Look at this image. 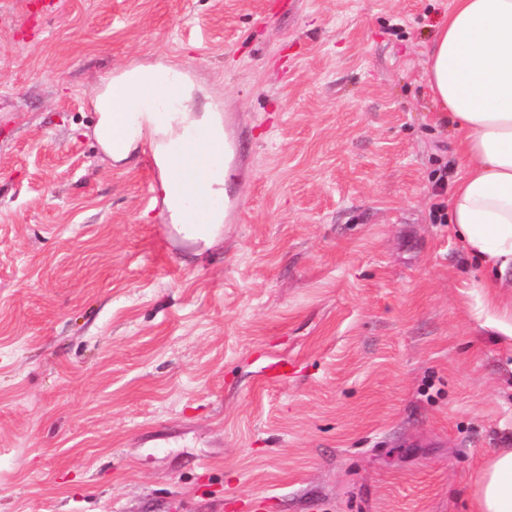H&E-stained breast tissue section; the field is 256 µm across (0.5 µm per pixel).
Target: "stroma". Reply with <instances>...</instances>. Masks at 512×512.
Segmentation results:
<instances>
[{
	"instance_id": "35a3bbf8",
	"label": "stroma",
	"mask_w": 512,
	"mask_h": 512,
	"mask_svg": "<svg viewBox=\"0 0 512 512\" xmlns=\"http://www.w3.org/2000/svg\"><path fill=\"white\" fill-rule=\"evenodd\" d=\"M450 5L0 0V512H471L512 348L431 216L466 165L424 75ZM146 61L238 143L242 221L189 265L143 153L88 136Z\"/></svg>"
}]
</instances>
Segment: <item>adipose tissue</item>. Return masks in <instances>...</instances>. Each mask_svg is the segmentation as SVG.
I'll return each mask as SVG.
<instances>
[{
  "label": "adipose tissue",
  "mask_w": 512,
  "mask_h": 512,
  "mask_svg": "<svg viewBox=\"0 0 512 512\" xmlns=\"http://www.w3.org/2000/svg\"><path fill=\"white\" fill-rule=\"evenodd\" d=\"M166 71L161 64L134 65L120 74V86L106 81L91 88L93 136L113 164L138 149L143 135L159 139L171 162L160 181L161 207L201 257L224 235V209L216 207L203 224L184 223L182 214L193 197L224 198V176L214 172L210 152L211 142L224 139V118L217 105L199 102L197 86L186 78L175 109L143 127L140 108L164 93ZM425 76L469 161L448 198V222L486 272L481 316L512 346V298L499 293L512 280V0H453L427 50ZM182 128L206 129L209 138H182ZM470 486L472 512H512V448L484 459Z\"/></svg>",
  "instance_id": "adipose-tissue-1"
}]
</instances>
